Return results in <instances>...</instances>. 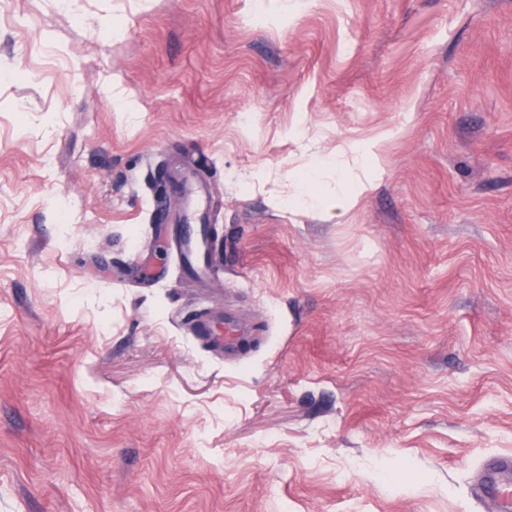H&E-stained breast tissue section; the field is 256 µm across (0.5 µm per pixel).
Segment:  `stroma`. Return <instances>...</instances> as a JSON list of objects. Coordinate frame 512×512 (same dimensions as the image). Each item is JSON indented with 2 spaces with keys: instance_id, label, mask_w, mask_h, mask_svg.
<instances>
[{
  "instance_id": "stroma-1",
  "label": "stroma",
  "mask_w": 512,
  "mask_h": 512,
  "mask_svg": "<svg viewBox=\"0 0 512 512\" xmlns=\"http://www.w3.org/2000/svg\"><path fill=\"white\" fill-rule=\"evenodd\" d=\"M504 456L512 0H0V512H498ZM206 198L207 195L200 193L196 187H189L187 194L188 224L193 225V229L188 234H182L179 239L185 262L190 272L195 275H200L207 268L204 259L207 243L202 233V224H205L204 202ZM195 332L205 339L206 343L213 348L226 351H235L243 342L246 333L242 331L236 320L232 318L224 319V336L215 335L213 328L208 321H198L195 326ZM512 482V460L503 459L491 467L484 474L480 490L489 498L499 499L502 512L512 511V498L505 494V487Z\"/></svg>"
}]
</instances>
